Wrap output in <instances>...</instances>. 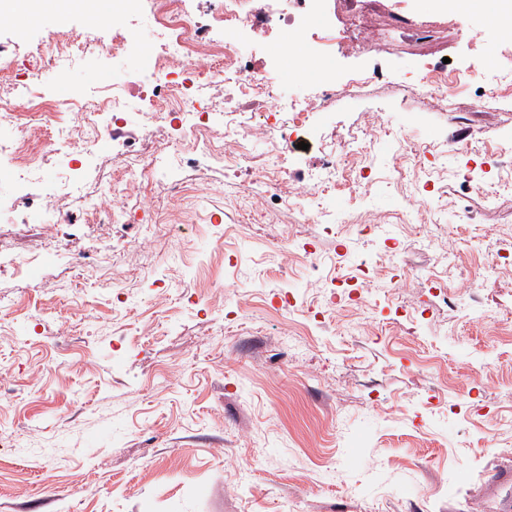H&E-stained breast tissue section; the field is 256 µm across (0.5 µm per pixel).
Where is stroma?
I'll return each instance as SVG.
<instances>
[{
	"mask_svg": "<svg viewBox=\"0 0 512 512\" xmlns=\"http://www.w3.org/2000/svg\"><path fill=\"white\" fill-rule=\"evenodd\" d=\"M381 3L400 20L385 45L332 61L367 83L312 109L314 83L277 87L307 147L276 196L235 189L263 142L231 168L178 157L124 187L115 230L89 221L121 177L111 135L85 128L96 145L75 162L43 124L22 183L0 160V512H512V36L488 42L487 0L463 19L445 0ZM415 26L438 41L412 49ZM289 36L241 53L292 68ZM475 58L505 95L468 80ZM441 66L444 108L415 89ZM32 69L77 96L129 72L103 53L61 72L19 55L11 74ZM337 146L350 158L328 189ZM351 271L366 297L327 305Z\"/></svg>",
	"mask_w": 512,
	"mask_h": 512,
	"instance_id": "35a3bbf8",
	"label": "stroma"
}]
</instances>
